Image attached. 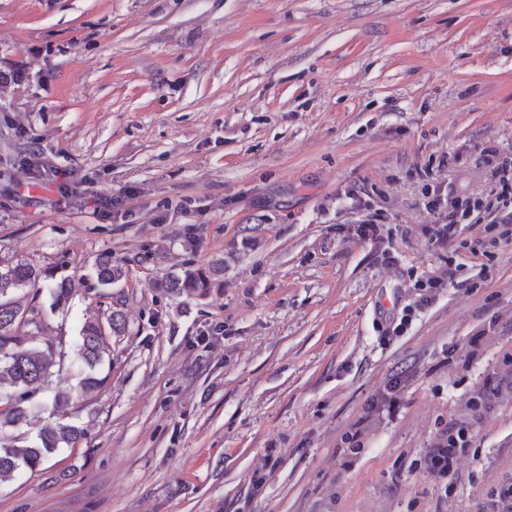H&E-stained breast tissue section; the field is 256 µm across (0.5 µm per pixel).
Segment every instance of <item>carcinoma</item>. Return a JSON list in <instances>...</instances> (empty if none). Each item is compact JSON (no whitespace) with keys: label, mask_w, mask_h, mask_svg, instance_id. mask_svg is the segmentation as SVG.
<instances>
[{"label":"carcinoma","mask_w":512,"mask_h":512,"mask_svg":"<svg viewBox=\"0 0 512 512\" xmlns=\"http://www.w3.org/2000/svg\"><path fill=\"white\" fill-rule=\"evenodd\" d=\"M96 280L103 288H112L127 278L126 262L110 251L98 254ZM224 260L216 259L204 268H186L166 277L157 287L172 294L205 296L220 286ZM53 278L47 270L30 263L0 262V482L24 469L35 470L62 448H72L87 435L84 426L70 420L71 396L55 392L53 411L58 421L40 429L31 438H8L7 430L29 419L31 412L45 407L55 374L77 363L81 376L77 389L88 394L97 390L104 378L99 376L105 361L112 356V337L126 332V318L118 305L109 311L89 315L77 325V337L71 350L62 343L40 341L47 313L67 316L74 293L71 280L62 278L48 285L49 306L30 301L23 304L15 294L24 289L37 297L42 282Z\"/></svg>","instance_id":"cac0c4a2"}]
</instances>
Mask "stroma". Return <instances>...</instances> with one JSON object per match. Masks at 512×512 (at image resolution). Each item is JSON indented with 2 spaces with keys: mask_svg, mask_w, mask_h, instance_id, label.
Segmentation results:
<instances>
[{
  "mask_svg": "<svg viewBox=\"0 0 512 512\" xmlns=\"http://www.w3.org/2000/svg\"><path fill=\"white\" fill-rule=\"evenodd\" d=\"M492 145L512 151V0H0V259L77 282L42 333L69 342L111 304L96 256L129 268L103 385L53 383L87 438L1 483L0 512H480L512 482V385L469 410L512 349V241L481 221L430 247L421 198L428 172L489 192ZM350 190L397 264L349 234ZM217 258L208 295L155 287ZM446 264L457 286L380 341L378 307ZM394 379L397 414H368ZM452 419L473 442L447 501L417 462ZM29 160L32 161V163L34 164V166L38 168V170L39 167H41L43 171L48 174L49 179H51L53 183L57 184L58 191L61 194L59 203L66 204L67 198L69 196V173L58 168L48 170L42 161V154L40 150L35 147H31V149L29 150Z\"/></svg>",
  "mask_w": 512,
  "mask_h": 512,
  "instance_id": "1",
  "label": "stroma"
}]
</instances>
